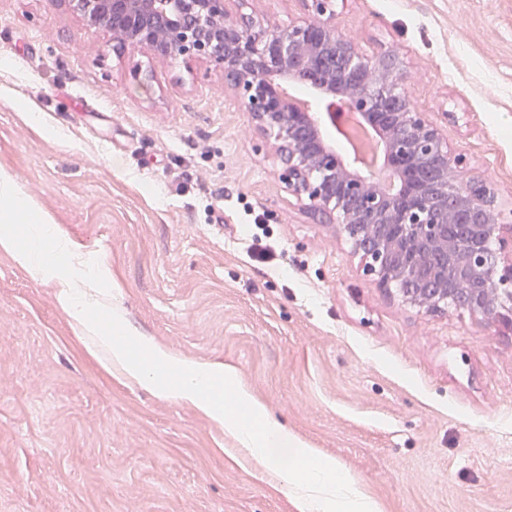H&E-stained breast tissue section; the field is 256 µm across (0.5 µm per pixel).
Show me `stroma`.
Listing matches in <instances>:
<instances>
[{
	"instance_id": "1",
	"label": "stroma",
	"mask_w": 512,
	"mask_h": 512,
	"mask_svg": "<svg viewBox=\"0 0 512 512\" xmlns=\"http://www.w3.org/2000/svg\"><path fill=\"white\" fill-rule=\"evenodd\" d=\"M512 225V0H335ZM269 28L303 0H234ZM222 66L120 49L74 0H0V170L174 354L234 367L384 512H512V333L376 288L291 195ZM272 263L248 254L255 220ZM223 429L108 372L53 285L0 253V512H295Z\"/></svg>"
}]
</instances>
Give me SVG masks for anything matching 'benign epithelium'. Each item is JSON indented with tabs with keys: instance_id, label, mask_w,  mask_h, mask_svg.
Instances as JSON below:
<instances>
[{
	"instance_id": "benign-epithelium-1",
	"label": "benign epithelium",
	"mask_w": 512,
	"mask_h": 512,
	"mask_svg": "<svg viewBox=\"0 0 512 512\" xmlns=\"http://www.w3.org/2000/svg\"><path fill=\"white\" fill-rule=\"evenodd\" d=\"M231 0H79L90 26L126 35L132 50L203 58L236 77L256 127L276 146L288 191L336 216L340 233L362 254L376 287L397 292L430 313L447 310L455 290L471 294L469 311L512 331V261L502 251L512 225L499 221L459 177L465 159L448 151L441 129L411 103L402 68L384 77L377 61L358 52L336 25L333 0H305L308 16L269 30L239 25ZM193 18L194 24L185 23ZM331 55L337 71L317 64ZM310 86L325 115L300 112L280 92L278 78ZM358 112L376 133L386 167L398 177L389 186L336 160L319 136L321 118L336 119V106ZM437 176L429 180L424 170ZM434 281L431 297L405 285Z\"/></svg>"
}]
</instances>
